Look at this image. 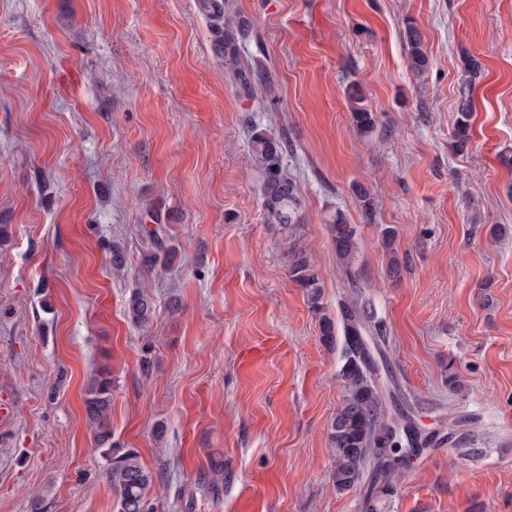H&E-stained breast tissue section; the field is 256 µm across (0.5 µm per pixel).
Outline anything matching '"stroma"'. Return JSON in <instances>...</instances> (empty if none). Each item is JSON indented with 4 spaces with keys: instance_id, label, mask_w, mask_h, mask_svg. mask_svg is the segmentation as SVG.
<instances>
[{
    "instance_id": "obj_1",
    "label": "stroma",
    "mask_w": 512,
    "mask_h": 512,
    "mask_svg": "<svg viewBox=\"0 0 512 512\" xmlns=\"http://www.w3.org/2000/svg\"><path fill=\"white\" fill-rule=\"evenodd\" d=\"M235 5L277 104L237 97L198 0H0V512H117L85 409L104 369L112 440L152 471L153 512H366L332 484L341 351L265 221L255 125L293 145L326 313L367 302L418 428L442 437L469 417L482 450L422 451L376 512H512V0ZM409 19L431 58L421 76ZM469 55L485 74L459 151ZM352 82L372 137L351 127ZM336 209L360 228L356 291L324 223ZM384 224L399 229L396 280ZM154 228L179 251L171 268L145 261ZM141 286L156 300L143 329L125 313ZM403 40L409 69L416 74L426 72L430 67V58L425 49L420 28L414 21H407L404 26ZM345 94L354 130L361 136H371L376 130L377 118L365 103L366 95L362 87L357 83H351L346 87ZM473 111L472 99L465 92H462L457 105V119L453 129L452 138L457 150L467 148L470 141V117Z\"/></svg>"
}]
</instances>
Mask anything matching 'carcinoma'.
<instances>
[{
    "instance_id": "cac0c4a2",
    "label": "carcinoma",
    "mask_w": 512,
    "mask_h": 512,
    "mask_svg": "<svg viewBox=\"0 0 512 512\" xmlns=\"http://www.w3.org/2000/svg\"><path fill=\"white\" fill-rule=\"evenodd\" d=\"M202 10L216 34L215 50L224 60V71L244 98L274 103L279 100L276 83L269 70L258 60L245 55L242 43L251 37L249 23L242 19L234 0H202ZM403 40L409 69L422 74L430 67L420 28L414 21L405 23ZM483 74L482 63L469 55L464 61L463 85L472 89ZM345 94L354 130L361 136L372 135L377 118L365 103L366 95L357 83L349 84ZM472 99L461 95L452 138L457 150L467 148L470 141ZM250 161L257 173L267 223L280 226L281 255L291 280L302 289L308 307L318 316L320 339L326 346L336 344V322L322 306V279L306 249L302 246V229L307 219L297 182L285 172L283 159L290 144L283 134L254 127L249 139ZM365 217L375 212L373 194L363 185L353 189ZM328 235L333 243L336 261L353 288L358 287V225L348 221L337 210L326 220ZM157 252L150 253V266L169 267L178 257L174 247L163 246L158 230L151 231ZM126 315L136 327H146L153 319L155 305L144 288L131 291L125 305ZM373 312L367 304L352 300L341 309V326L345 337L343 363L339 377L345 396L332 420L329 447L333 458L332 481L336 490L350 492L362 488L366 475L372 484L366 498L376 490L392 491L409 467L410 455L429 444L421 437L412 418V405L398 388L388 390L374 380L387 359L376 361L371 346H379L381 335L372 332ZM112 401V380L103 373L95 379L86 400V412L94 427L95 441L107 462V476L117 496L118 512H152L149 505L154 485L152 472L146 469L139 455L131 448H120L112 442L108 412ZM471 437L469 421L454 419L448 423V442L465 445Z\"/></svg>"
}]
</instances>
